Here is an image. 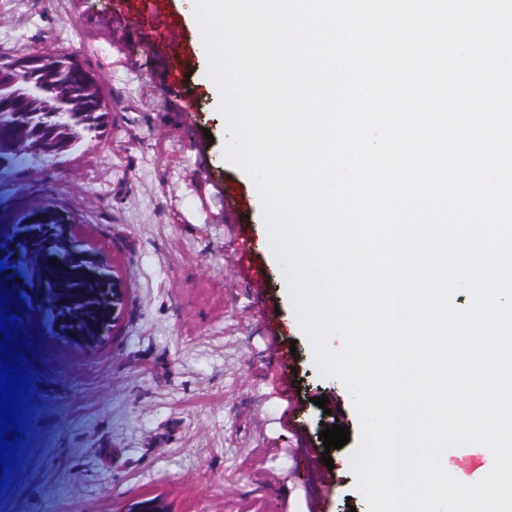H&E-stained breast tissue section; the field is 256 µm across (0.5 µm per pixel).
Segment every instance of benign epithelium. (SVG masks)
<instances>
[{
    "instance_id": "benign-epithelium-1",
    "label": "benign epithelium",
    "mask_w": 512,
    "mask_h": 512,
    "mask_svg": "<svg viewBox=\"0 0 512 512\" xmlns=\"http://www.w3.org/2000/svg\"><path fill=\"white\" fill-rule=\"evenodd\" d=\"M25 75L55 81L57 110L32 112L14 107L13 90ZM86 115L91 116V120L86 122L85 132L96 133L103 128L104 96L95 74L80 66L71 54L54 51L12 56L8 64L0 65V130L7 134L0 147V168L8 166L10 155L34 154L53 159L67 153L74 145L70 135L72 125ZM70 224L69 217L51 207L32 212L17 226L13 237V244L24 243L27 251L23 253L18 249L11 258L22 255L28 263L39 267L41 251L53 248L55 262L66 264L80 248L70 236ZM83 256L98 261L103 290L108 292L109 318L105 325L95 328L92 336L80 331L82 318L77 313L67 318V328L57 324L53 332L69 344L94 348L115 323L121 289L112 287L111 271L99 256L86 250Z\"/></svg>"
}]
</instances>
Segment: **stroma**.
<instances>
[{"label":"stroma","mask_w":512,"mask_h":512,"mask_svg":"<svg viewBox=\"0 0 512 512\" xmlns=\"http://www.w3.org/2000/svg\"><path fill=\"white\" fill-rule=\"evenodd\" d=\"M112 8L113 0H0V53L68 51L96 75L108 105L97 137L0 174V237L54 205L79 243L127 281L114 327L91 350L53 336L41 313L16 311L18 338L32 344V411L0 512H132L145 500L163 512H306L317 485L301 457L264 451L270 436L282 448L295 441L263 396L276 367L250 318L255 296L224 267V226L213 217L226 185L252 198L251 257L295 342L307 445H319L308 402L317 392L337 397L351 424L349 442L330 452L340 483L324 512H367L350 461L359 416L343 382L315 363L284 267L265 244L255 183L225 158L228 123L208 54L177 68L180 93L194 103L183 116L161 101L149 53H133L98 23ZM208 132L203 171L191 144Z\"/></svg>","instance_id":"stroma-1"}]
</instances>
